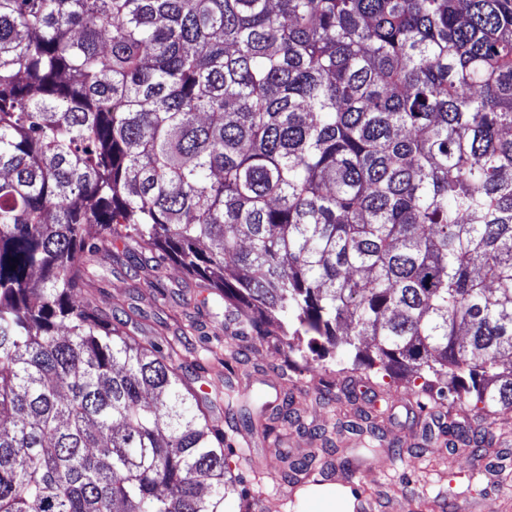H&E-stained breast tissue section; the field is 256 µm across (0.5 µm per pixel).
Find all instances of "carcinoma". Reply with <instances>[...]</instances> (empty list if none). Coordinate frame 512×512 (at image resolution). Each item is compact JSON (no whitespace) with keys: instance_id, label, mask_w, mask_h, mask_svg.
Masks as SVG:
<instances>
[{"instance_id":"1","label":"carcinoma","mask_w":512,"mask_h":512,"mask_svg":"<svg viewBox=\"0 0 512 512\" xmlns=\"http://www.w3.org/2000/svg\"><path fill=\"white\" fill-rule=\"evenodd\" d=\"M119 238L162 296L173 262L292 353L512 411V0H0V512L248 509L234 337L190 321L203 387L104 318Z\"/></svg>"}]
</instances>
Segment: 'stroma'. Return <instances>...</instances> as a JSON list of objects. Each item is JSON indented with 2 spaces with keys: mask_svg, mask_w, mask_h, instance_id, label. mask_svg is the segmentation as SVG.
I'll return each mask as SVG.
<instances>
[{
  "mask_svg": "<svg viewBox=\"0 0 512 512\" xmlns=\"http://www.w3.org/2000/svg\"><path fill=\"white\" fill-rule=\"evenodd\" d=\"M150 263L119 248L99 254L103 314L122 320L126 307L141 308L156 336H173L192 317L206 332L236 335L231 378L246 388V408L267 404L276 427L252 438V454L272 469L284 454L320 457L319 483L293 491L270 482L252 512H331L340 487L353 512H512V426L477 416L467 399L439 405L406 375L364 365L341 373L315 354L291 355L284 339L240 332L232 312L215 319L200 306L193 279L178 266H168V297L157 300Z\"/></svg>",
  "mask_w": 512,
  "mask_h": 512,
  "instance_id": "35a3bbf8",
  "label": "stroma"
}]
</instances>
